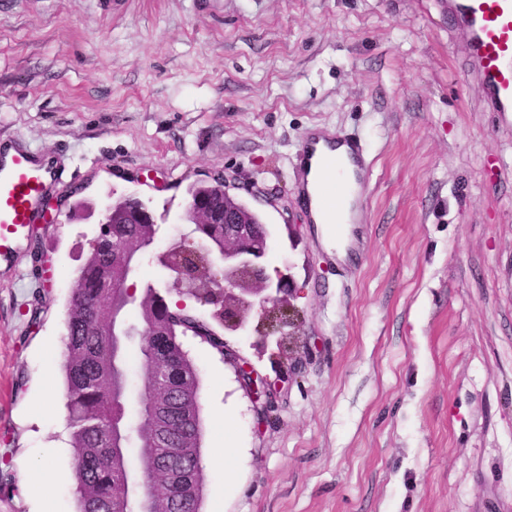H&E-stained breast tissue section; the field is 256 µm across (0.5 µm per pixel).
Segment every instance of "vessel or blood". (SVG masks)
<instances>
[{
    "instance_id": "1",
    "label": "vessel or blood",
    "mask_w": 512,
    "mask_h": 512,
    "mask_svg": "<svg viewBox=\"0 0 512 512\" xmlns=\"http://www.w3.org/2000/svg\"><path fill=\"white\" fill-rule=\"evenodd\" d=\"M448 13L468 39V67L492 109L512 112V0H448ZM367 172L361 145L345 136L312 128L304 132L295 156L298 191L303 206L325 207L322 196H311L312 167L335 165L341 155ZM59 174L48 154L31 150L16 138H0V266L12 265L32 229L43 221L42 203Z\"/></svg>"
}]
</instances>
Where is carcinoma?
Returning <instances> with one entry per match:
<instances>
[{"label": "carcinoma", "mask_w": 512, "mask_h": 512, "mask_svg": "<svg viewBox=\"0 0 512 512\" xmlns=\"http://www.w3.org/2000/svg\"><path fill=\"white\" fill-rule=\"evenodd\" d=\"M247 212L261 245L268 227L256 211L233 200ZM193 234L210 249H224V225L196 224ZM154 224H110L87 264L79 269L66 320V408L79 512H171L173 499L184 501L180 512H200L203 474L200 465L202 420L199 374L183 350L176 325L166 336H146L138 347L136 379L145 384L133 428L138 476L129 474V456L111 443L112 417L121 410L128 377L114 365L121 342L112 335V300L122 292L112 288L114 244L136 247L153 239ZM143 322L164 328L171 309L166 297L149 282L136 285ZM166 406L165 431L154 418L157 404ZM190 480L177 490L172 476Z\"/></svg>", "instance_id": "carcinoma-1"}]
</instances>
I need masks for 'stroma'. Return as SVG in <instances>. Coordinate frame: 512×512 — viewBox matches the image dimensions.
Wrapping results in <instances>:
<instances>
[{
    "label": "stroma",
    "instance_id": "obj_1",
    "mask_svg": "<svg viewBox=\"0 0 512 512\" xmlns=\"http://www.w3.org/2000/svg\"><path fill=\"white\" fill-rule=\"evenodd\" d=\"M466 52L448 0H0V136L60 158L51 199L140 195L162 249L189 230V186L220 171L293 277L292 354L257 353L256 324L214 326L289 374L264 420L230 360L181 338L202 512H512V116ZM314 125L371 163L342 258L297 193ZM98 233L60 217L0 272V512H77L75 479L47 484L39 463L72 469L65 320Z\"/></svg>",
    "mask_w": 512,
    "mask_h": 512
}]
</instances>
